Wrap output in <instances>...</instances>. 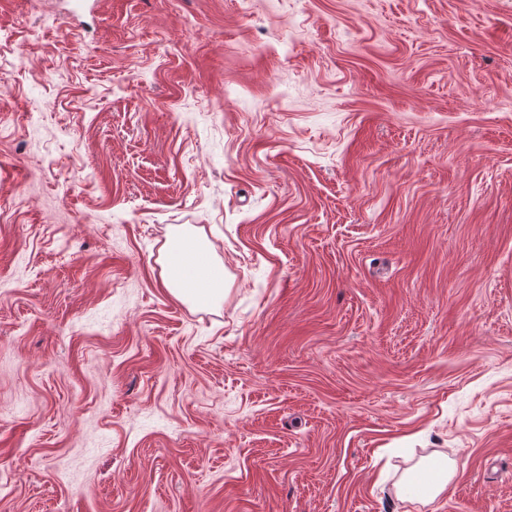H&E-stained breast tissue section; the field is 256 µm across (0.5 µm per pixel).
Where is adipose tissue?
<instances>
[{"instance_id":"1","label":"adipose tissue","mask_w":512,"mask_h":512,"mask_svg":"<svg viewBox=\"0 0 512 512\" xmlns=\"http://www.w3.org/2000/svg\"><path fill=\"white\" fill-rule=\"evenodd\" d=\"M159 262L163 284L179 301L198 309L215 307L224 299V266L211 254L204 240L193 231H175L165 245ZM418 466L426 470L425 487H418L408 476L396 484L403 500L428 504L444 495L455 467L439 453L422 458Z\"/></svg>"}]
</instances>
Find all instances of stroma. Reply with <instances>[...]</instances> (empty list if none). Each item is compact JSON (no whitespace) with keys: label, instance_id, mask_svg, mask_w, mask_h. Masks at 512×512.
Instances as JSON below:
<instances>
[{"label":"stroma","instance_id":"35a3bbf8","mask_svg":"<svg viewBox=\"0 0 512 512\" xmlns=\"http://www.w3.org/2000/svg\"><path fill=\"white\" fill-rule=\"evenodd\" d=\"M0 512H512V0H0ZM159 262L164 286L179 301L198 309L213 308L223 301L224 266L193 231H175ZM423 469L428 473L424 489L415 485L408 474L413 470ZM455 467L448 463L447 456L434 453L422 458L415 466L407 470L398 482L396 488L403 500L410 503L426 505L441 497L448 491V485L454 475Z\"/></svg>","mask_w":512,"mask_h":512}]
</instances>
